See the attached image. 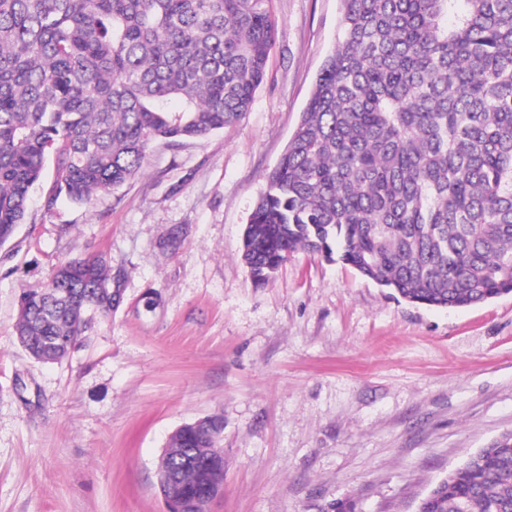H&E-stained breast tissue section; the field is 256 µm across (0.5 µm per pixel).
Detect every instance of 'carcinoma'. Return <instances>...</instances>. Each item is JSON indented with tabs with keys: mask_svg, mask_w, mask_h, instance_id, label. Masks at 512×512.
I'll use <instances>...</instances> for the list:
<instances>
[{
	"mask_svg": "<svg viewBox=\"0 0 512 512\" xmlns=\"http://www.w3.org/2000/svg\"><path fill=\"white\" fill-rule=\"evenodd\" d=\"M270 0H0V246L47 168L45 212L141 173L152 142L247 112L277 29ZM405 301L512 294V0H341L337 42L266 189L241 262L264 285L296 251ZM112 264L56 266L20 294L16 338L60 362L112 315ZM216 419L181 425L162 469L202 496L223 463ZM417 512H512V431L442 478Z\"/></svg>",
	"mask_w": 512,
	"mask_h": 512,
	"instance_id": "1",
	"label": "carcinoma"
}]
</instances>
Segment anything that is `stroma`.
I'll use <instances>...</instances> for the list:
<instances>
[{
	"label": "stroma",
	"instance_id": "obj_1",
	"mask_svg": "<svg viewBox=\"0 0 512 512\" xmlns=\"http://www.w3.org/2000/svg\"><path fill=\"white\" fill-rule=\"evenodd\" d=\"M339 6L271 0L277 41L238 124L152 143L90 205L48 214L33 195L0 247V512H164L161 453L207 417L224 422L210 512H416L512 430V295L437 310L318 254L262 286L240 260ZM100 252L125 271L121 306L66 360L35 361L15 339L22 290Z\"/></svg>",
	"mask_w": 512,
	"mask_h": 512
}]
</instances>
